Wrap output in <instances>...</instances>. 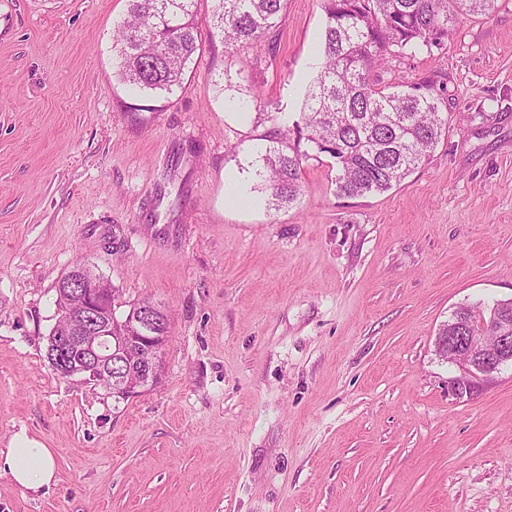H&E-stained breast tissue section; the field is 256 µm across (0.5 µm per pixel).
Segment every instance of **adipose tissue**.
Listing matches in <instances>:
<instances>
[{"label":"adipose tissue","mask_w":512,"mask_h":512,"mask_svg":"<svg viewBox=\"0 0 512 512\" xmlns=\"http://www.w3.org/2000/svg\"><path fill=\"white\" fill-rule=\"evenodd\" d=\"M0 469L21 487L38 490L55 479L53 452L26 434H16L6 451H0Z\"/></svg>","instance_id":"1"}]
</instances>
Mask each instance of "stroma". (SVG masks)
<instances>
[{"label": "stroma", "mask_w": 512, "mask_h": 512, "mask_svg": "<svg viewBox=\"0 0 512 512\" xmlns=\"http://www.w3.org/2000/svg\"><path fill=\"white\" fill-rule=\"evenodd\" d=\"M212 7L166 93L118 75L127 0H0V451L23 431L56 463L37 492L0 471V512H512V369L457 400L435 354L457 306L512 297V0L387 60L443 89L422 166L346 198L320 154L280 210L256 169L296 140L322 0H288L260 59L225 50ZM78 263L165 309L158 388L119 401L52 370Z\"/></svg>", "instance_id": "obj_1"}]
</instances>
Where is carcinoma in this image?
Instances as JSON below:
<instances>
[{"mask_svg": "<svg viewBox=\"0 0 512 512\" xmlns=\"http://www.w3.org/2000/svg\"><path fill=\"white\" fill-rule=\"evenodd\" d=\"M113 32L124 82L172 91L198 50L197 0H128ZM214 25L224 47L269 53L267 38L285 0H215ZM495 0H323L321 66L295 123L297 142L269 146L257 176L276 209L299 200L301 167L310 153L335 160L336 194L355 198L385 192L422 165L446 131L432 80L408 83L380 76L388 57L441 51L460 17L485 15Z\"/></svg>", "mask_w": 512, "mask_h": 512, "instance_id": "carcinoma-1", "label": "carcinoma"}]
</instances>
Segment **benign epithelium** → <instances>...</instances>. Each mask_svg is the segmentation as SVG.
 I'll use <instances>...</instances> for the list:
<instances>
[{"label":"benign epithelium","mask_w":512,"mask_h":512,"mask_svg":"<svg viewBox=\"0 0 512 512\" xmlns=\"http://www.w3.org/2000/svg\"><path fill=\"white\" fill-rule=\"evenodd\" d=\"M80 283V305H58L59 333L52 337L53 370L85 384L107 380L112 396L128 400L157 387L164 372L167 338L155 335L162 310H144L139 304L119 312L116 289L87 266L69 271ZM436 337L435 352L448 360V351L463 352L456 363L459 375L448 392L461 400L478 384L494 380L512 367V298L499 300L487 313H473L466 323L445 326ZM121 360L125 373L112 375V362Z\"/></svg>","instance_id":"obj_1"}]
</instances>
